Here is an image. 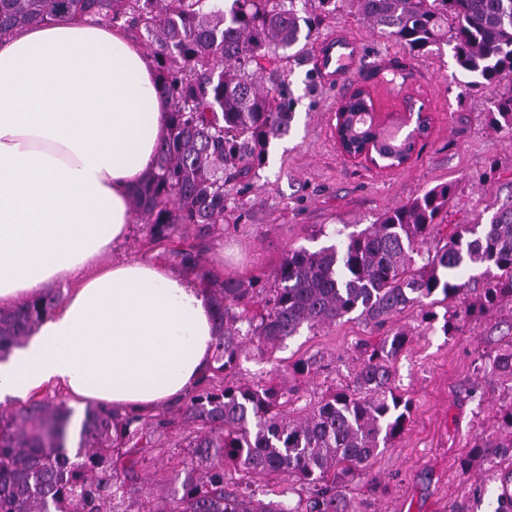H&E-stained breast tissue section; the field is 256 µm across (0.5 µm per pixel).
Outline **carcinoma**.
<instances>
[{
  "label": "carcinoma",
  "instance_id": "obj_1",
  "mask_svg": "<svg viewBox=\"0 0 512 512\" xmlns=\"http://www.w3.org/2000/svg\"><path fill=\"white\" fill-rule=\"evenodd\" d=\"M346 8L415 56L452 46L465 86L492 91L490 125L512 131V81L502 85L512 78V0H0V40L63 13L147 38L170 105L156 168L133 197L142 242L154 250L185 225L201 239L216 238L228 201L245 205L238 185L257 177L293 120L284 53H302L301 38ZM343 108L352 138L381 142L383 165L400 164L416 144L417 123L397 135L374 126L369 94L346 99ZM453 195L448 183L426 189L348 233L340 247L288 250L270 275L205 281L214 309L213 365L172 415L164 409L141 418L89 406L75 427L73 410L47 397L31 398L19 415L1 413L0 512H146V456L177 423L191 428L182 439L190 463L152 512H363L349 506L345 487L394 444L411 411L392 371L411 332L386 324L414 306L430 323L437 314L429 307L444 302L442 331L457 330L470 316L455 305L468 287L462 274L476 267L483 285L475 307H512V198L489 216L482 211L450 226ZM170 252L182 267L199 268L198 245ZM57 301L49 290L0 309V360L33 336ZM350 317L385 329L357 345L351 386L299 407L296 385L238 378L249 352L271 355L304 328ZM317 366L316 357H300L285 371L304 380ZM478 372L499 410L459 466L465 473L475 464L502 468L495 512H512V343L481 356ZM76 428L72 459L66 446ZM230 468L287 483L267 485L259 498L247 485L228 484Z\"/></svg>",
  "mask_w": 512,
  "mask_h": 512
}]
</instances>
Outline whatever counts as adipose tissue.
<instances>
[{
	"instance_id": "1",
	"label": "adipose tissue",
	"mask_w": 512,
	"mask_h": 512,
	"mask_svg": "<svg viewBox=\"0 0 512 512\" xmlns=\"http://www.w3.org/2000/svg\"><path fill=\"white\" fill-rule=\"evenodd\" d=\"M143 47L117 28L58 15L0 41V307L59 281L70 290L0 363V401L58 382L141 416L212 365L206 288L156 261L102 263L169 126Z\"/></svg>"
}]
</instances>
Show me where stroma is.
Masks as SVG:
<instances>
[{"label": "stroma", "mask_w": 512, "mask_h": 512, "mask_svg": "<svg viewBox=\"0 0 512 512\" xmlns=\"http://www.w3.org/2000/svg\"><path fill=\"white\" fill-rule=\"evenodd\" d=\"M339 30L366 45L355 83L368 87L378 115L398 114L413 98L431 113L432 131L423 148L393 170L344 157L333 136L334 111L351 83H323L314 55L290 59L291 128L274 142L268 165L254 178L246 211L224 217V267L234 276L270 274L287 250L314 251L334 243L336 228H365L386 210L441 183L455 186L448 206L454 223L473 205H493L512 195V132L490 126L486 93L464 87L449 46L413 56L346 11L324 21L318 34ZM391 324L412 332L393 363L396 388L409 400L411 415L394 447L349 484L348 498L363 503L366 512H450L456 503L468 512H494L500 492L496 472L465 474L458 461L493 423L498 404L481 399L476 368L480 355L512 341V309L469 318L449 336L441 321L422 323L415 308L397 314ZM369 335L359 321H344L301 332L282 355L322 358L324 369L300 384L302 393L319 396L350 385L355 345ZM186 461L183 449H156L146 461L144 492L164 496Z\"/></svg>", "instance_id": "obj_1"}]
</instances>
